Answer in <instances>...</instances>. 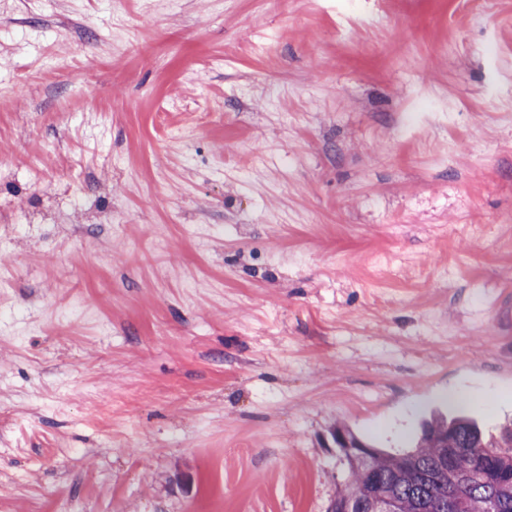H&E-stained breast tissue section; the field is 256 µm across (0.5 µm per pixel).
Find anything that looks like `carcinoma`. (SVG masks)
<instances>
[{"instance_id":"obj_1","label":"carcinoma","mask_w":512,"mask_h":512,"mask_svg":"<svg viewBox=\"0 0 512 512\" xmlns=\"http://www.w3.org/2000/svg\"><path fill=\"white\" fill-rule=\"evenodd\" d=\"M456 448L451 464L443 449ZM351 468L349 488L336 500L351 512H512V424L487 435L469 417L433 415L424 420L414 450L373 448L365 462L344 449Z\"/></svg>"}]
</instances>
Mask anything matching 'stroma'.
Instances as JSON below:
<instances>
[{"label": "stroma", "mask_w": 512, "mask_h": 512, "mask_svg": "<svg viewBox=\"0 0 512 512\" xmlns=\"http://www.w3.org/2000/svg\"><path fill=\"white\" fill-rule=\"evenodd\" d=\"M0 0V512H330L336 427L512 421V0Z\"/></svg>", "instance_id": "35a3bbf8"}]
</instances>
